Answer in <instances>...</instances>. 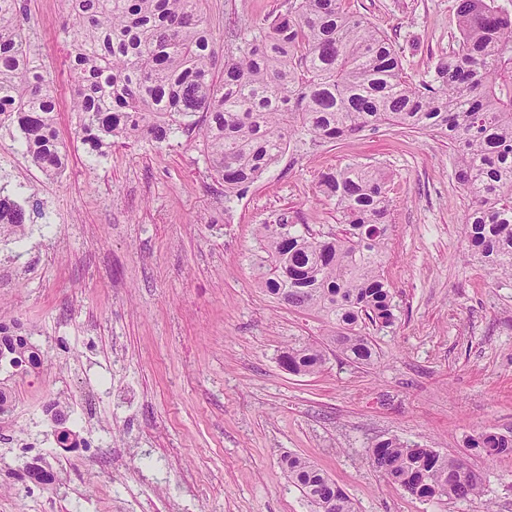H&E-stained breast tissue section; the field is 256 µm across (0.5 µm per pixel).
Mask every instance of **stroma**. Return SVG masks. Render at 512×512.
Listing matches in <instances>:
<instances>
[{"instance_id": "35a3bbf8", "label": "stroma", "mask_w": 512, "mask_h": 512, "mask_svg": "<svg viewBox=\"0 0 512 512\" xmlns=\"http://www.w3.org/2000/svg\"><path fill=\"white\" fill-rule=\"evenodd\" d=\"M31 52L60 89L57 128L68 165L44 176L15 128L0 127V187L28 217L23 243L0 240V323L29 337L43 364L0 367L14 410L0 417V512H314L283 471L295 453L351 497L358 512H512V454L467 442L512 437V280L465 262L468 201L455 152L430 132L382 125L322 145L291 144L244 193L225 195L201 140L140 139L86 155L70 107L65 0H22ZM286 0H207L218 46L283 11ZM390 40L409 79H430L456 48L457 0H343ZM383 168L392 203L383 273L396 322L371 330L372 365L347 361L315 317L259 288L258 225L287 216L337 231L321 173ZM322 343L326 364L295 375L289 344ZM64 402L90 449L65 451L45 406ZM395 438L465 455L478 500H423L367 460ZM42 446L50 484L23 477L20 444ZM471 448H482L488 456L512 453V438L498 435L492 431H483L471 439Z\"/></svg>"}]
</instances>
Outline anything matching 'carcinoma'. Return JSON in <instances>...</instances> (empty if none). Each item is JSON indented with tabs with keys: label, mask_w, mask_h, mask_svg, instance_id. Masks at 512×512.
I'll return each instance as SVG.
<instances>
[{
	"label": "carcinoma",
	"mask_w": 512,
	"mask_h": 512,
	"mask_svg": "<svg viewBox=\"0 0 512 512\" xmlns=\"http://www.w3.org/2000/svg\"><path fill=\"white\" fill-rule=\"evenodd\" d=\"M74 111L89 155L119 139L163 144L178 132L204 142L224 194L242 193L300 141L317 145L369 127L396 126L448 139L454 178L465 193V257L512 277V17L490 0H459L458 48L438 59L429 80L405 76L388 39L342 0H287L225 55L215 47L204 0H66ZM57 92L36 65L20 0H0V126L21 134L30 161L48 178L65 170L56 130ZM380 167L348 164L320 176L341 230L327 238L280 216L257 229L253 269L259 285L288 307L331 324L346 360L374 363L362 324L396 320L383 277L391 203ZM0 238L26 237L24 210L0 193ZM288 232H283V227ZM316 342L288 345L280 363L319 372ZM470 447L512 453V438L483 431ZM369 460L389 480L425 499L474 500L482 482L459 459L397 439L377 442ZM288 480L317 512H356L350 497L304 458L282 460Z\"/></svg>",
	"instance_id": "cac0c4a2"
}]
</instances>
